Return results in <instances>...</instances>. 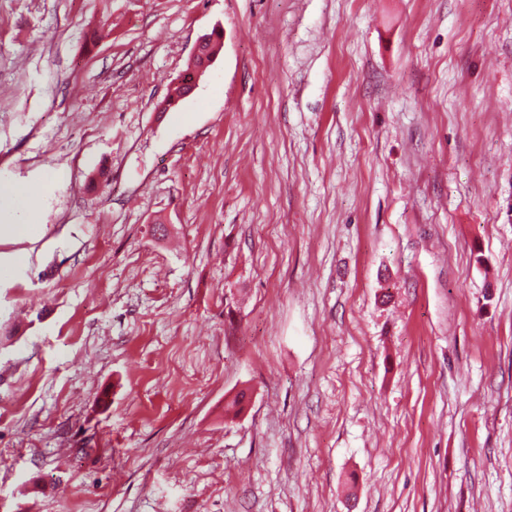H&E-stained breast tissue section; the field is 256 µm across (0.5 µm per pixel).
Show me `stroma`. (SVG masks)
Instances as JSON below:
<instances>
[{"label": "stroma", "mask_w": 512, "mask_h": 512, "mask_svg": "<svg viewBox=\"0 0 512 512\" xmlns=\"http://www.w3.org/2000/svg\"><path fill=\"white\" fill-rule=\"evenodd\" d=\"M0 184V512H512V0H0ZM10 198L14 211L21 217V221L17 224H3L0 226V235L3 233L8 235H19L25 232L28 228L26 221L29 217V213L32 210V195L21 188H8L0 186V197Z\"/></svg>", "instance_id": "35a3bbf8"}]
</instances>
